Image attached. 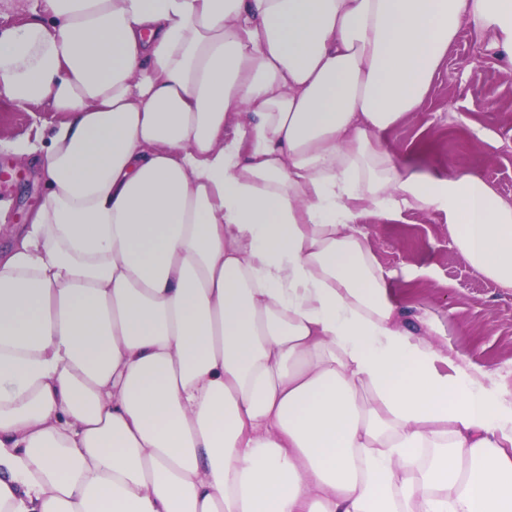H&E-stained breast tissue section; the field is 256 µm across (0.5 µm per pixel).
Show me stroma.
I'll return each mask as SVG.
<instances>
[{
  "instance_id": "1",
  "label": "stroma",
  "mask_w": 512,
  "mask_h": 512,
  "mask_svg": "<svg viewBox=\"0 0 512 512\" xmlns=\"http://www.w3.org/2000/svg\"><path fill=\"white\" fill-rule=\"evenodd\" d=\"M463 25L418 111L387 132L396 163L448 176L468 171L512 200V62L485 48ZM60 116L0 96V251L9 250L49 191L27 156L43 126ZM390 292L407 318L422 316L431 336L457 365L495 375L512 390V288L473 267L448 235L439 211L408 212L390 221L372 213L357 222Z\"/></svg>"
}]
</instances>
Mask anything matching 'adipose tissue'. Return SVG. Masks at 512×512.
<instances>
[{
    "label": "adipose tissue",
    "instance_id": "ef3b65f1",
    "mask_svg": "<svg viewBox=\"0 0 512 512\" xmlns=\"http://www.w3.org/2000/svg\"><path fill=\"white\" fill-rule=\"evenodd\" d=\"M512 0H42L0 94L64 118L0 256V512H512V391L409 326L355 223L445 213L512 288V200L398 167Z\"/></svg>",
    "mask_w": 512,
    "mask_h": 512
}]
</instances>
